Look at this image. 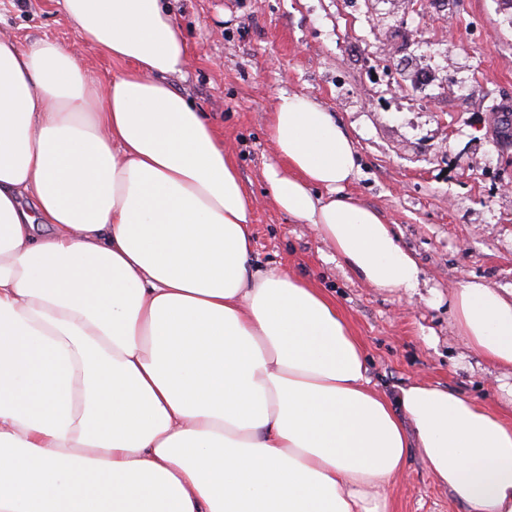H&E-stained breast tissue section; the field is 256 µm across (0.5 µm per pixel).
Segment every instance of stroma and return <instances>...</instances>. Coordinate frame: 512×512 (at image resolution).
I'll list each match as a JSON object with an SVG mask.
<instances>
[{"label": "stroma", "instance_id": "obj_1", "mask_svg": "<svg viewBox=\"0 0 512 512\" xmlns=\"http://www.w3.org/2000/svg\"><path fill=\"white\" fill-rule=\"evenodd\" d=\"M192 47L172 87L224 140L253 201L251 261L323 288L345 313L369 374L390 392L416 378L480 399L512 422L495 376L455 336L448 298L469 280L512 289V0H164ZM0 34L77 47L57 0H0ZM284 90L314 97L359 154L347 191L379 212L418 263L417 295L351 278L310 225L281 212L264 178L268 118ZM391 512H467L417 452L389 488Z\"/></svg>", "mask_w": 512, "mask_h": 512}]
</instances>
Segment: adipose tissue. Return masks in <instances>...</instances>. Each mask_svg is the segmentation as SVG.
Instances as JSON below:
<instances>
[{
    "instance_id": "adipose-tissue-1",
    "label": "adipose tissue",
    "mask_w": 512,
    "mask_h": 512,
    "mask_svg": "<svg viewBox=\"0 0 512 512\" xmlns=\"http://www.w3.org/2000/svg\"><path fill=\"white\" fill-rule=\"evenodd\" d=\"M100 81L0 35V512H390L417 449L468 512H512V423L414 380L389 399L335 301L250 266L252 201L169 84L191 49L160 0H59ZM276 206L352 275L421 270L346 186L359 164L305 94L269 114ZM452 326L512 371V290L471 280Z\"/></svg>"
}]
</instances>
